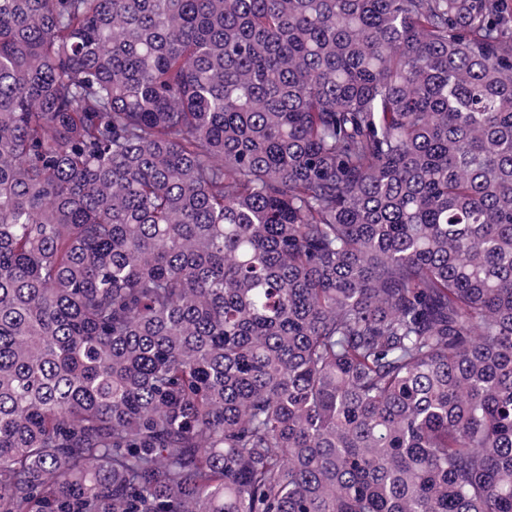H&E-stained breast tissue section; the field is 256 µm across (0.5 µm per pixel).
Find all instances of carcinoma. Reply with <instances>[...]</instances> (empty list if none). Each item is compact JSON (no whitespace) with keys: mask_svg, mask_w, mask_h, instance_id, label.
Returning a JSON list of instances; mask_svg holds the SVG:
<instances>
[{"mask_svg":"<svg viewBox=\"0 0 512 512\" xmlns=\"http://www.w3.org/2000/svg\"><path fill=\"white\" fill-rule=\"evenodd\" d=\"M0 512H512V0H0Z\"/></svg>","mask_w":512,"mask_h":512,"instance_id":"carcinoma-1","label":"carcinoma"}]
</instances>
